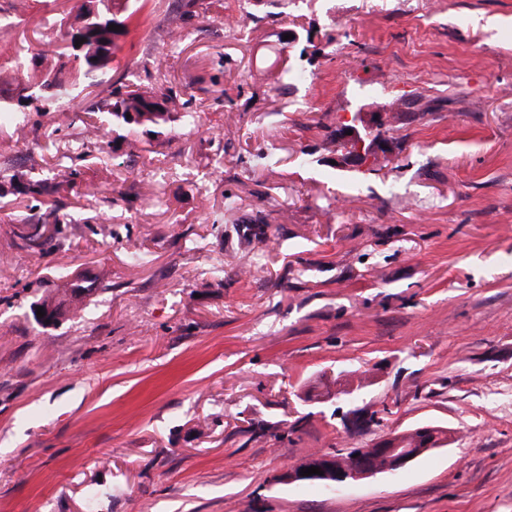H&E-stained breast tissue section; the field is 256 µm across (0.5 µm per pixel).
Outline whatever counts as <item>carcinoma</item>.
I'll return each mask as SVG.
<instances>
[{"label": "carcinoma", "instance_id": "cac0c4a2", "mask_svg": "<svg viewBox=\"0 0 512 512\" xmlns=\"http://www.w3.org/2000/svg\"><path fill=\"white\" fill-rule=\"evenodd\" d=\"M133 0H96L97 16L85 20L76 13L74 21L60 25L59 37L65 30L82 23L88 30L87 48L83 53H71V66L68 79L58 77L57 70L44 51L34 53L30 65L11 58L0 61V128L15 127L21 123V108L25 103H33L42 98L60 101L69 94V88L81 84L94 85L99 72L115 59L120 49L119 41L127 34V20L131 16ZM180 21L206 12L205 0H179ZM119 25L114 31L109 25ZM190 100L173 89L156 90L154 88H130L125 84L115 85L109 97L89 108L91 112L108 115V122L116 128H126L135 133L158 135L161 129L178 118L186 124H193L197 114L188 110ZM3 180L17 182L26 192L41 196L48 191L49 182L45 178L27 176L16 172L9 176H0ZM98 291L96 282L88 279L80 271L61 274L52 283V287L37 301V305L51 311L56 320L63 319L69 313H75L93 301Z\"/></svg>", "mask_w": 512, "mask_h": 512}]
</instances>
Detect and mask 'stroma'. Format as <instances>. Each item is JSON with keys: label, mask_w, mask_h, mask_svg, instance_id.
<instances>
[{"label": "stroma", "mask_w": 512, "mask_h": 512, "mask_svg": "<svg viewBox=\"0 0 512 512\" xmlns=\"http://www.w3.org/2000/svg\"><path fill=\"white\" fill-rule=\"evenodd\" d=\"M15 2L0 59L78 0ZM177 7L139 0L82 112L0 131V168L74 182L41 248L17 233L42 207L0 185V512H84L92 487L97 512H512V0H215L178 42ZM286 57L305 78L277 89ZM117 82L191 94L198 126L86 142ZM354 112L384 122L369 170L323 144ZM69 268L101 291L37 324ZM354 371L353 404L324 399ZM425 423L453 442L396 476L274 481Z\"/></svg>", "instance_id": "obj_1"}]
</instances>
